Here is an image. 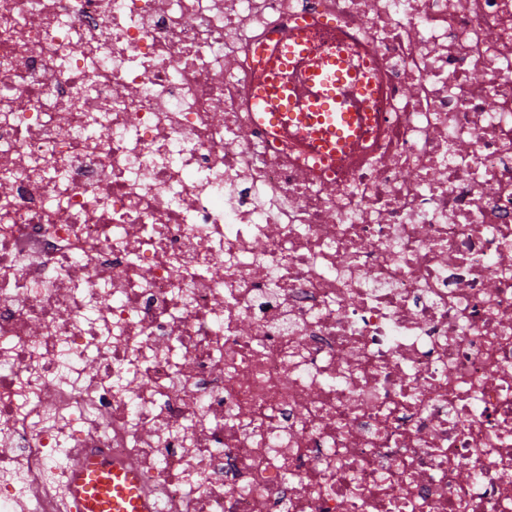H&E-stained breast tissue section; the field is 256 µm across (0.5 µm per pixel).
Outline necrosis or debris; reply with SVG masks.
Segmentation results:
<instances>
[{"instance_id":"necrosis-or-debris-1","label":"necrosis or debris","mask_w":512,"mask_h":512,"mask_svg":"<svg viewBox=\"0 0 512 512\" xmlns=\"http://www.w3.org/2000/svg\"><path fill=\"white\" fill-rule=\"evenodd\" d=\"M307 23L339 163L249 106ZM512 512V0H0V512ZM63 501L66 512H162L143 493L136 469L106 454L88 456L73 468Z\"/></svg>"}]
</instances>
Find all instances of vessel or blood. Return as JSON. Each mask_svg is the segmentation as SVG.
<instances>
[{
    "label": "vessel or blood",
    "mask_w": 512,
    "mask_h": 512,
    "mask_svg": "<svg viewBox=\"0 0 512 512\" xmlns=\"http://www.w3.org/2000/svg\"><path fill=\"white\" fill-rule=\"evenodd\" d=\"M260 80L250 99L275 134L298 132L308 157L337 161L348 155L372 117L362 90L337 59L335 49H313L304 28L259 53ZM67 512H162L142 490L131 466L106 454L77 464L63 494Z\"/></svg>",
    "instance_id": "b4317fda"
}]
</instances>
